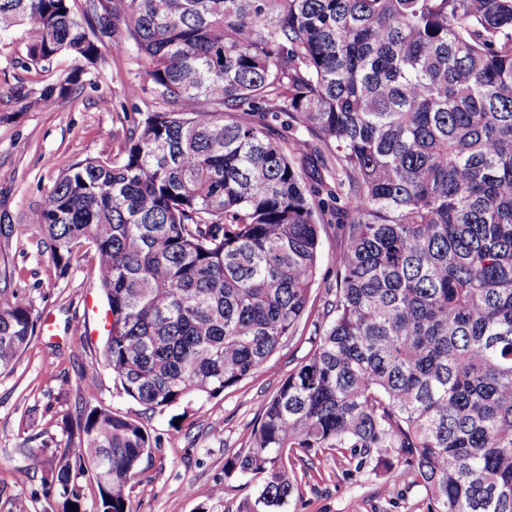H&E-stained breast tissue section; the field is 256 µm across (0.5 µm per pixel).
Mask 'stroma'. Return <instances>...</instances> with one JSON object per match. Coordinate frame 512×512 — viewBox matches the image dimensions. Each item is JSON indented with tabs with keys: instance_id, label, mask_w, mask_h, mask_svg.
I'll list each match as a JSON object with an SVG mask.
<instances>
[{
	"instance_id": "35a3bbf8",
	"label": "stroma",
	"mask_w": 512,
	"mask_h": 512,
	"mask_svg": "<svg viewBox=\"0 0 512 512\" xmlns=\"http://www.w3.org/2000/svg\"><path fill=\"white\" fill-rule=\"evenodd\" d=\"M24 30L0 38V289L31 308L38 330L20 358L0 372V512H46L39 474L18 481L28 451L69 444L67 425L78 402L103 405L139 420L158 446L141 464L149 492L132 489L129 512H237L257 492L240 477H225L224 463L246 450L262 404L271 398L311 349L313 321L322 312L333 281L332 258L339 240L335 226L320 237V264L312 287L311 320L300 325L256 374L224 393L161 411L144 410L117 393L100 355L105 340V300L98 286L92 249L83 248L66 273H59L29 216L59 176L83 159L116 157L145 112L159 109L151 93L132 97L138 58L130 43L108 47L95 85L76 87L48 110L31 109L15 94L37 90L50 80L38 68H24ZM110 107H102V98ZM83 344H76L73 326ZM95 375L84 388L82 375ZM299 494L285 512H430V502L412 476L386 495L388 471H373L350 452L325 455L296 467ZM223 487L224 500L210 495Z\"/></svg>"
}]
</instances>
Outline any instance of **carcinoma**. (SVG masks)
I'll return each mask as SVG.
<instances>
[{"instance_id":"obj_1","label":"carcinoma","mask_w":512,"mask_h":512,"mask_svg":"<svg viewBox=\"0 0 512 512\" xmlns=\"http://www.w3.org/2000/svg\"><path fill=\"white\" fill-rule=\"evenodd\" d=\"M18 28L27 63L75 62L19 90L30 108L95 84L124 37L129 93L191 105L72 164L30 218L60 273L94 250L104 364L145 409L261 370L336 225L313 347L224 463L258 485L239 512H279L296 462L343 448L385 468L399 449L432 512H512V0H0V36ZM36 323L0 291V371ZM71 430L19 478L44 474L50 512H128L147 430L87 404Z\"/></svg>"}]
</instances>
